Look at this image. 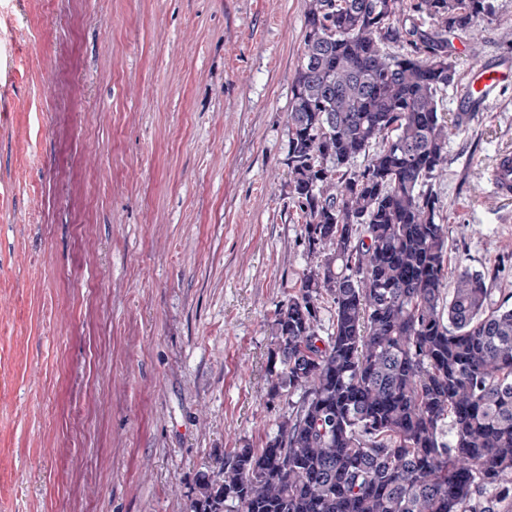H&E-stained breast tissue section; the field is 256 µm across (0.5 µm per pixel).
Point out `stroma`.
<instances>
[{"mask_svg": "<svg viewBox=\"0 0 512 512\" xmlns=\"http://www.w3.org/2000/svg\"><path fill=\"white\" fill-rule=\"evenodd\" d=\"M454 39L512 60V0ZM306 0H0V512H186L264 447L308 268L287 112ZM512 85L430 188L448 274L512 292ZM490 182L497 195L508 198L512 196V156L503 155L490 173Z\"/></svg>", "mask_w": 512, "mask_h": 512, "instance_id": "stroma-1", "label": "stroma"}]
</instances>
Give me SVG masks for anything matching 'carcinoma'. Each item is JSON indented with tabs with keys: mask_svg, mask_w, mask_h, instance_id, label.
<instances>
[{
	"mask_svg": "<svg viewBox=\"0 0 512 512\" xmlns=\"http://www.w3.org/2000/svg\"><path fill=\"white\" fill-rule=\"evenodd\" d=\"M409 11L402 23L403 0H307L287 123L310 263L276 310L270 383L299 399L265 447L200 474L188 512H512V295L468 270L444 292L447 228L428 189L469 117L438 108L456 78L448 36L472 35L492 4Z\"/></svg>",
	"mask_w": 512,
	"mask_h": 512,
	"instance_id": "1",
	"label": "carcinoma"
}]
</instances>
